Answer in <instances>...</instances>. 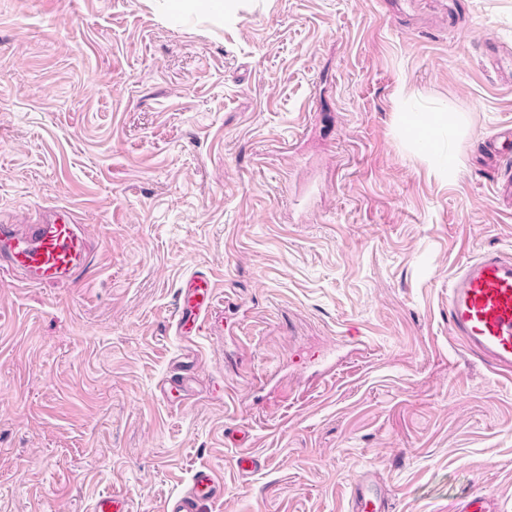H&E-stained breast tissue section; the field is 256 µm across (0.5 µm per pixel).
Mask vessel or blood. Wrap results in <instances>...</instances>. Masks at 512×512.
Instances as JSON below:
<instances>
[{
	"label": "vessel or blood",
	"instance_id": "b4317fda",
	"mask_svg": "<svg viewBox=\"0 0 512 512\" xmlns=\"http://www.w3.org/2000/svg\"><path fill=\"white\" fill-rule=\"evenodd\" d=\"M95 245L72 209L58 207L32 224L0 225V263L21 276L27 286L73 283L85 278ZM218 304L210 273L187 276L179 289L174 334L188 346L210 328ZM448 327L471 353L496 373L512 374V259L484 252L463 264L448 288ZM198 384L196 361L179 357L175 370L158 389L162 400L189 401ZM221 487L209 467H199L188 489L167 500L164 512H203L218 502ZM350 512H391L390 498L372 472H364L350 490Z\"/></svg>",
	"mask_w": 512,
	"mask_h": 512
}]
</instances>
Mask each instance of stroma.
<instances>
[{
    "mask_svg": "<svg viewBox=\"0 0 512 512\" xmlns=\"http://www.w3.org/2000/svg\"><path fill=\"white\" fill-rule=\"evenodd\" d=\"M408 112L451 128L422 145ZM509 124L512 0H248L224 27L0 0V224L70 206L101 246L80 283L0 267V512H162L202 465L212 512H349L366 467L392 512H512V376L448 329L458 268L512 255ZM197 270L221 305L173 408ZM195 356H181L175 362V370L169 377L164 378L157 389L158 397L171 403V396L179 398V404L188 402L195 393L198 384ZM174 392L177 395H174Z\"/></svg>",
    "mask_w": 512,
    "mask_h": 512,
    "instance_id": "1",
    "label": "stroma"
}]
</instances>
